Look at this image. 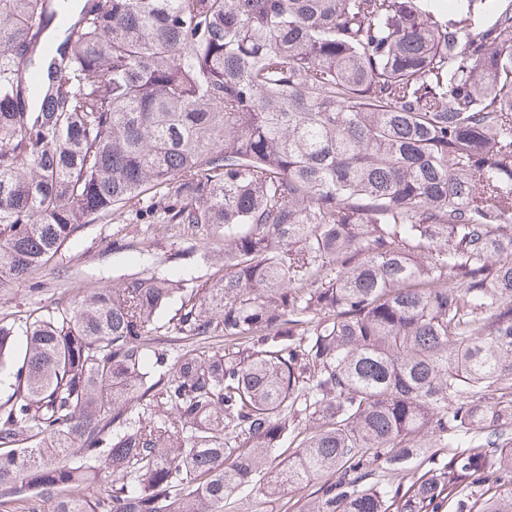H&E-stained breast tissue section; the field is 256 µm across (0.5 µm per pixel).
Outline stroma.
Segmentation results:
<instances>
[{
	"mask_svg": "<svg viewBox=\"0 0 512 512\" xmlns=\"http://www.w3.org/2000/svg\"><path fill=\"white\" fill-rule=\"evenodd\" d=\"M186 246L176 227L157 234L143 224L86 225L32 277L0 283V317L65 308L86 290L112 287L132 273H156L191 284L206 279L210 267L198 255L186 254ZM309 494V489H294L272 502L245 491L230 497L224 512H306Z\"/></svg>",
	"mask_w": 512,
	"mask_h": 512,
	"instance_id": "stroma-1",
	"label": "stroma"
}]
</instances>
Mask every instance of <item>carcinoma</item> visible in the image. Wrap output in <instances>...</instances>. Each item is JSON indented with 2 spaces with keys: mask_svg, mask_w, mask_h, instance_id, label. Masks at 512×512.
I'll use <instances>...</instances> for the list:
<instances>
[{
  "mask_svg": "<svg viewBox=\"0 0 512 512\" xmlns=\"http://www.w3.org/2000/svg\"><path fill=\"white\" fill-rule=\"evenodd\" d=\"M436 2L0 0V279L133 218L219 264L0 318L28 512H512V0ZM313 488L293 489L276 502H270L256 490L237 493L224 505V512H306Z\"/></svg>",
  "mask_w": 512,
  "mask_h": 512,
  "instance_id": "carcinoma-1",
  "label": "carcinoma"
}]
</instances>
